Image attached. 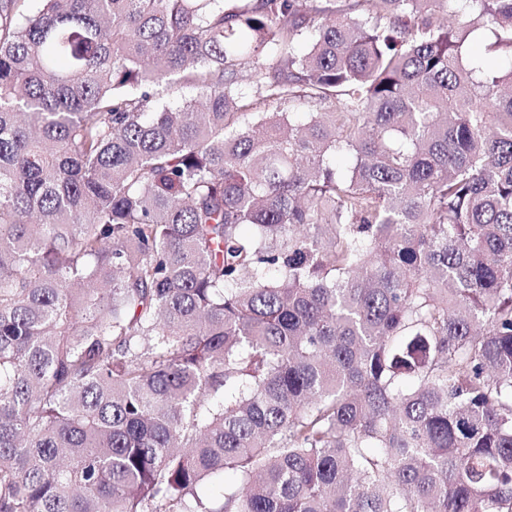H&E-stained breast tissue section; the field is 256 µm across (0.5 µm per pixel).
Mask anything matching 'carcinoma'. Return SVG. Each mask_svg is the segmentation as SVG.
<instances>
[{
  "label": "carcinoma",
  "instance_id": "obj_1",
  "mask_svg": "<svg viewBox=\"0 0 512 512\" xmlns=\"http://www.w3.org/2000/svg\"><path fill=\"white\" fill-rule=\"evenodd\" d=\"M25 2L0 512H512V0Z\"/></svg>",
  "mask_w": 512,
  "mask_h": 512
}]
</instances>
